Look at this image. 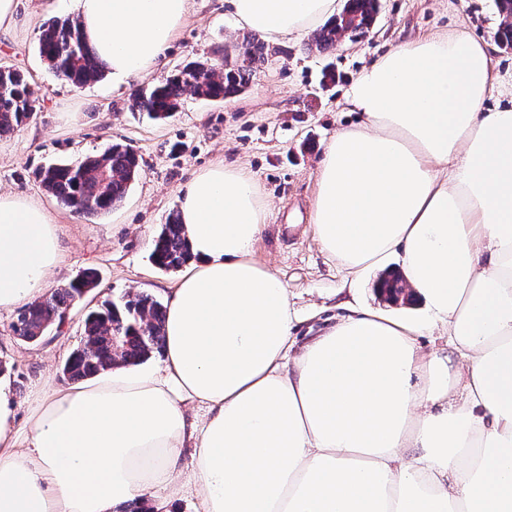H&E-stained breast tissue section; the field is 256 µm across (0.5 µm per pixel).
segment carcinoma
<instances>
[{
  "label": "carcinoma",
  "instance_id": "carcinoma-1",
  "mask_svg": "<svg viewBox=\"0 0 512 512\" xmlns=\"http://www.w3.org/2000/svg\"><path fill=\"white\" fill-rule=\"evenodd\" d=\"M377 0H346L344 13L358 20L355 31L366 32L377 14ZM336 20L329 21L315 34L317 45L336 44ZM264 46L244 43V58L230 68H219L204 61L189 71H180L134 96L135 106L157 118H166L178 110L184 94L204 99H220L242 91L249 82L256 58ZM42 59L60 69L65 81L75 87L100 80L104 71L96 56L84 43L77 24L69 19L54 20L44 26L38 40ZM0 135L22 125L28 119L26 101L29 83L15 68L0 74ZM141 170L140 158L129 145L115 142L99 155H88L72 164H55L38 170L43 188L58 203L75 212L94 216L111 211L126 197ZM161 269L174 270L193 258L179 217L171 215L156 236L151 253ZM98 286L95 272L88 270L50 296L24 306L14 330L38 343L48 328L61 320L63 311L80 298L85 288ZM165 306L147 293L127 295L92 310L83 320V343L63 366L73 380L96 376L116 365H135L164 345Z\"/></svg>",
  "mask_w": 512,
  "mask_h": 512
}]
</instances>
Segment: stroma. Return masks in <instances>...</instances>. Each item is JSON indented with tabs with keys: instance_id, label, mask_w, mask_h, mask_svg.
Here are the masks:
<instances>
[{
	"instance_id": "obj_1",
	"label": "stroma",
	"mask_w": 512,
	"mask_h": 512,
	"mask_svg": "<svg viewBox=\"0 0 512 512\" xmlns=\"http://www.w3.org/2000/svg\"><path fill=\"white\" fill-rule=\"evenodd\" d=\"M373 28L346 37L342 46L317 48L312 36L267 43L248 86L235 98L206 100L185 94L177 112L156 120L132 105L134 93L192 61L220 63L248 37L236 27L224 0H190L189 16L175 41L147 76L113 86L111 77L82 87L59 79L38 53L43 25L72 17L70 0H18L13 24L0 27V65L23 71L35 92V111L23 125L0 135V193L20 195L55 219L61 261L50 289L84 270L99 285L69 307L60 331L32 344L12 325L17 310L0 311V381L15 408L14 429L25 434L45 393L70 385L63 364L80 346L87 308L127 293L165 299L177 273L156 267L153 242L170 213L178 212L185 187L200 169L217 163L249 172L269 204L267 229L255 258L277 271L301 315L299 340L317 335L324 307L346 285L335 264L307 230L317 164L327 141L351 122L340 103L362 69L392 47L465 21L493 44L504 79L512 78V48L498 37L501 16L494 0H379ZM122 142L141 157V173L123 202L109 214L89 218L60 205L35 176L52 163L77 161ZM367 271L354 285L357 302L383 314L419 319L421 299L387 304L375 288L384 268Z\"/></svg>"
}]
</instances>
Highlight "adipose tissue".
<instances>
[{"label":"adipose tissue","mask_w":512,"mask_h":512,"mask_svg":"<svg viewBox=\"0 0 512 512\" xmlns=\"http://www.w3.org/2000/svg\"><path fill=\"white\" fill-rule=\"evenodd\" d=\"M72 2L119 84L188 15V0ZM225 2L273 41L345 6ZM493 51L462 25L398 44L353 83L356 121L318 165L321 250L352 281L398 255L425 321L345 300L297 343L287 288L254 258L267 201L242 170L201 169L180 199L194 264L169 290L160 366L49 391L22 439L0 384V512H119L175 486L186 448L195 512H512V86ZM58 263L53 217L0 194V310L32 303ZM435 334L446 353H423Z\"/></svg>","instance_id":"ef3b65f1"}]
</instances>
